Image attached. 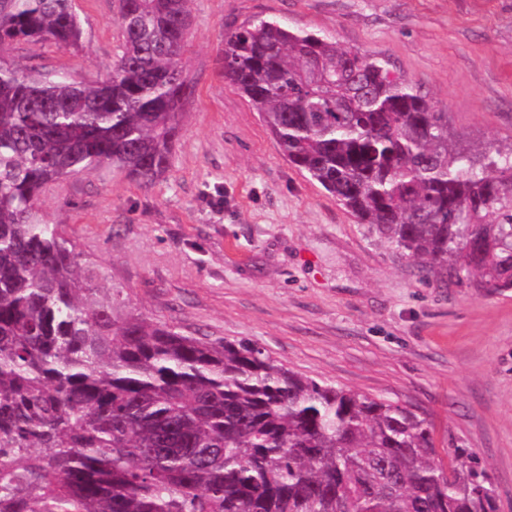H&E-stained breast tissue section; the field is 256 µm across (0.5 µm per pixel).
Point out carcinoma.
I'll use <instances>...</instances> for the list:
<instances>
[{
  "instance_id": "carcinoma-1",
  "label": "carcinoma",
  "mask_w": 512,
  "mask_h": 512,
  "mask_svg": "<svg viewBox=\"0 0 512 512\" xmlns=\"http://www.w3.org/2000/svg\"><path fill=\"white\" fill-rule=\"evenodd\" d=\"M118 2L103 80L0 57V512H498L473 452L440 454L414 411L121 313L43 221L49 184L169 171L190 0ZM81 38L76 0H0V49ZM220 54L282 155L360 223L440 280L512 288V152L449 143L446 113L332 37L259 19Z\"/></svg>"
}]
</instances>
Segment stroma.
<instances>
[{"label":"stroma","mask_w":512,"mask_h":512,"mask_svg":"<svg viewBox=\"0 0 512 512\" xmlns=\"http://www.w3.org/2000/svg\"><path fill=\"white\" fill-rule=\"evenodd\" d=\"M80 49L16 43L8 61L95 82L121 43L118 0H78ZM193 89L166 177L102 168L47 189L97 282L182 334L247 341L302 375L405 406L438 449L486 467L512 512V289L426 280L280 153L219 74L224 35L259 19L388 62L470 147L512 146V0H191Z\"/></svg>","instance_id":"35a3bbf8"}]
</instances>
